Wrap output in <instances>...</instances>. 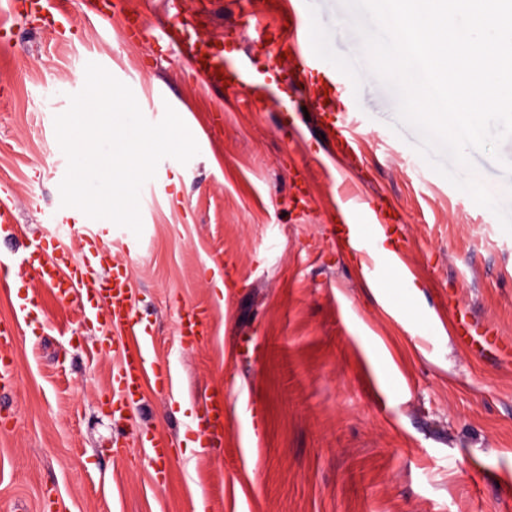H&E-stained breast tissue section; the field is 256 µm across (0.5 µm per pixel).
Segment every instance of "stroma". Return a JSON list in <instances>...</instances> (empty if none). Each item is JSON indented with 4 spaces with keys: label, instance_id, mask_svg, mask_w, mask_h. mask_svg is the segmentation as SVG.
I'll use <instances>...</instances> for the list:
<instances>
[{
    "label": "stroma",
    "instance_id": "1",
    "mask_svg": "<svg viewBox=\"0 0 512 512\" xmlns=\"http://www.w3.org/2000/svg\"><path fill=\"white\" fill-rule=\"evenodd\" d=\"M108 19L87 0H62L72 36L51 13L0 19V184L14 192V223L0 254L34 244L74 249L82 226L47 217L61 205L68 162L54 118L95 62L127 84L143 113L173 107L200 152L162 159L140 191L143 232L132 260L139 306L150 314L154 357L172 388L145 380L118 438L112 371L137 337L83 321L71 302L36 284L43 321L0 291V323L17 332L11 385L0 389V512H512V363L449 333L448 296L484 326L512 337V239L483 207L432 170L417 134L397 123L396 100L368 71L342 0H305L314 50L354 82L362 153L348 173L366 197L392 206L393 239L418 274L408 288L361 287L357 263L329 240L335 208L324 169L332 148L307 90L289 84L279 105L242 107L233 91L202 88L184 61L150 40L129 42V14L150 24L166 0H111ZM210 33L279 79L277 0H217ZM308 167L314 202L288 206V156ZM207 307V336L178 334L183 304ZM433 332L435 350L419 336ZM225 400L222 446L195 448L213 394ZM167 435L165 484L131 435Z\"/></svg>",
    "mask_w": 512,
    "mask_h": 512
}]
</instances>
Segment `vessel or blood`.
I'll use <instances>...</instances> for the list:
<instances>
[{"mask_svg": "<svg viewBox=\"0 0 512 512\" xmlns=\"http://www.w3.org/2000/svg\"><path fill=\"white\" fill-rule=\"evenodd\" d=\"M300 0H288L285 26L294 33L293 55L301 65L295 72L297 82L317 89L311 102L317 116L342 154L357 155L359 139L353 129L356 115L351 105V82L339 69L326 64L324 59L309 46L307 23L299 9ZM167 19L156 26H149L141 15L127 20L123 36L128 40L152 39L159 47L175 51L187 63L195 81L204 87L221 91L229 89L239 95H251L260 85L259 76L244 64L239 55L225 53L223 45L200 28L195 17L185 15L181 0H167ZM337 209L336 229L330 241L334 246L353 255L357 261L365 287L379 288L385 281V266L376 259L374 242L388 236L397 221L393 211L382 204L367 200L360 190L350 188L345 178L334 179ZM364 208L373 228L371 234H363L353 219L357 208ZM138 250L134 240L113 244L100 229H86L78 252L60 251L44 255L42 249L29 251L22 259L27 272L14 273L11 262L0 263V287L12 293L31 288L33 282H41L54 288L61 301H69L73 288L88 285L90 271L101 265L104 258L112 260V274L100 283V293L105 299L103 307L95 312L105 324L114 327L129 326L142 341L136 353L123 355L112 372V380L121 389L112 402L114 419H121L127 406L134 404L143 381L155 377L161 385L171 382V374L158 367L147 351L152 332L147 323L137 315L132 267L130 259ZM210 324L207 309L194 306L181 317L180 334L186 341L205 335ZM448 327L457 341L470 345L475 331L467 321L465 311L458 306L448 310ZM16 349L15 332L10 327L0 326V384H9L13 376V360ZM137 440L151 448L153 458L166 462L170 458V441L160 432L138 434Z\"/></svg>", "mask_w": 512, "mask_h": 512, "instance_id": "b4317fda", "label": "vessel or blood"}]
</instances>
